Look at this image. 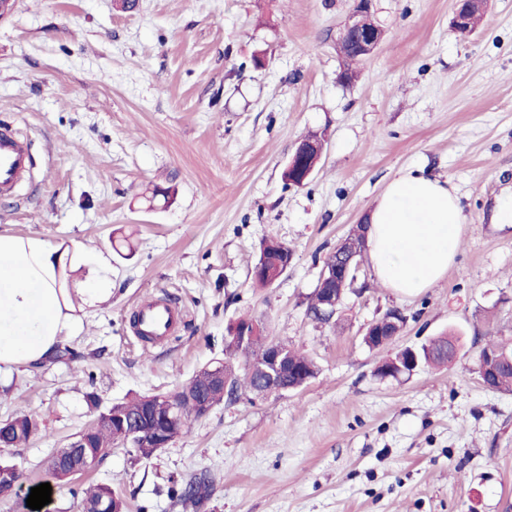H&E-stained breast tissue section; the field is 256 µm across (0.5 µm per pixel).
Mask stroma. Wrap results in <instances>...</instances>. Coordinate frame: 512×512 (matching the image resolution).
<instances>
[{
    "label": "stroma",
    "instance_id": "1",
    "mask_svg": "<svg viewBox=\"0 0 512 512\" xmlns=\"http://www.w3.org/2000/svg\"><path fill=\"white\" fill-rule=\"evenodd\" d=\"M353 0H16L0 20V123L30 143L31 176L0 201V233L104 252L110 303L82 317L60 355L0 374V421L40 430L0 457L27 484L49 481L50 512H80L105 484L127 512H183L173 481L205 472L196 512H512V393L475 372L490 337L512 338V224H494L512 187V0H487L475 31L454 0H374L385 37L340 80L336 43ZM265 59L255 67L254 55ZM325 140L306 186H287L293 145ZM424 168L454 184L463 244L417 296L369 265L328 324L306 314L323 262L387 184ZM294 259L256 287L262 240ZM172 298L184 325L163 344L129 320ZM392 308L408 321L383 348L365 327ZM247 316L319 367L302 388L221 403L148 459L113 449L83 474L49 479L45 459L100 411L166 394L223 358ZM455 332L448 366L381 378L391 353Z\"/></svg>",
    "mask_w": 512,
    "mask_h": 512
}]
</instances>
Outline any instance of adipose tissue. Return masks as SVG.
I'll list each match as a JSON object with an SVG mask.
<instances>
[{
	"instance_id": "1",
	"label": "adipose tissue",
	"mask_w": 512,
	"mask_h": 512,
	"mask_svg": "<svg viewBox=\"0 0 512 512\" xmlns=\"http://www.w3.org/2000/svg\"><path fill=\"white\" fill-rule=\"evenodd\" d=\"M374 280L405 296L434 287L458 255L467 217L454 185L422 169L394 178L368 214ZM68 249L32 236L0 234V373L51 360L76 335L77 309L112 299L107 278L55 286L70 265Z\"/></svg>"
}]
</instances>
